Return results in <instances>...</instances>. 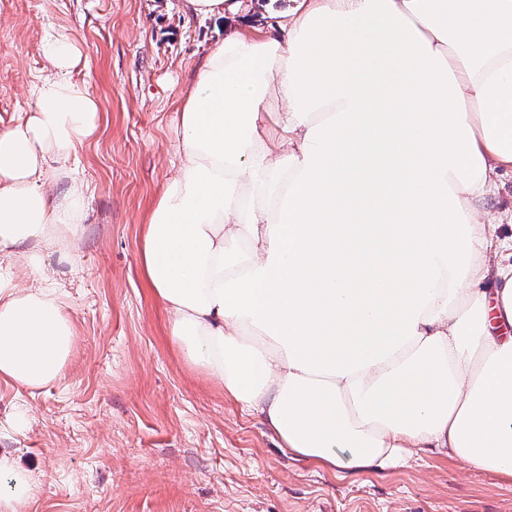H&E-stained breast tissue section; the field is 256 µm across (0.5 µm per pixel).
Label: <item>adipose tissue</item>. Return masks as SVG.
I'll list each match as a JSON object with an SVG mask.
<instances>
[{"label":"adipose tissue","instance_id":"obj_1","mask_svg":"<svg viewBox=\"0 0 512 512\" xmlns=\"http://www.w3.org/2000/svg\"><path fill=\"white\" fill-rule=\"evenodd\" d=\"M240 17L178 96L181 164L143 235L145 280L183 359L333 471L425 450L512 482V0H296ZM76 39L45 41L34 105L0 128V378L64 373L76 329L42 247L66 248L82 184L56 191L100 107ZM0 512L32 471L0 454ZM255 8L250 15L253 25L259 28H267L276 21V16L291 6L289 0H265L263 2L255 1Z\"/></svg>","mask_w":512,"mask_h":512}]
</instances>
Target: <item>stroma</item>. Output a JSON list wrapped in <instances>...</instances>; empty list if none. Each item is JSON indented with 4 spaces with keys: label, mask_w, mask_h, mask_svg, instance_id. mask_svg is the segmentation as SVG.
Segmentation results:
<instances>
[{
    "label": "stroma",
    "mask_w": 512,
    "mask_h": 512,
    "mask_svg": "<svg viewBox=\"0 0 512 512\" xmlns=\"http://www.w3.org/2000/svg\"><path fill=\"white\" fill-rule=\"evenodd\" d=\"M182 0H0V125L30 111L46 38L82 45L100 128L66 164L86 215L43 264L66 294L76 344L63 377L0 380V453L39 483L25 512H512V483L417 452L338 477L282 450L258 415L176 352L142 271L151 205L178 169L175 98L224 25Z\"/></svg>",
    "instance_id": "stroma-1"
}]
</instances>
